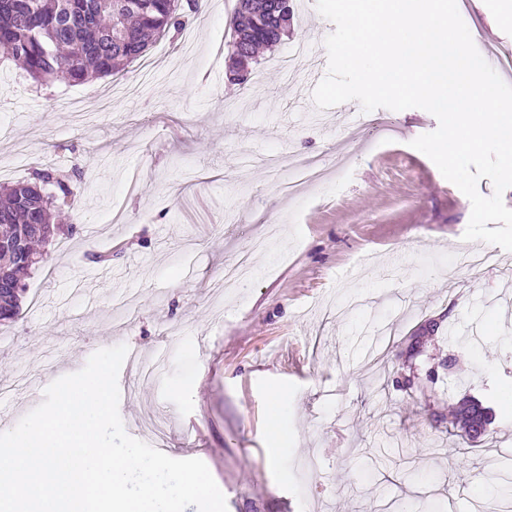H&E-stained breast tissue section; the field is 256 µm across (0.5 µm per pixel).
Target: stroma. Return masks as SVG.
Wrapping results in <instances>:
<instances>
[{
	"mask_svg": "<svg viewBox=\"0 0 512 512\" xmlns=\"http://www.w3.org/2000/svg\"><path fill=\"white\" fill-rule=\"evenodd\" d=\"M290 2L287 35L242 84L226 76L225 0L152 44L162 66L147 79L133 62L37 88L0 61V183L80 171L77 232L54 238L0 326V409L22 418L124 344L156 367L144 384L121 368L126 432L153 443L146 424L165 418L166 455L202 460L227 512H479L489 476L512 479V252L476 278L461 265L471 203L411 146L431 113L315 106L304 75L327 74L335 26L315 0ZM457 7L481 55L512 53V23L489 28L504 0ZM118 79L140 93L100 111ZM300 157L326 174L291 196L280 184ZM267 224L280 234L250 277L225 282ZM106 251L109 266L91 261ZM452 328L466 345H449ZM466 396L493 414L483 442L453 421Z\"/></svg>",
	"mask_w": 512,
	"mask_h": 512,
	"instance_id": "1",
	"label": "stroma"
}]
</instances>
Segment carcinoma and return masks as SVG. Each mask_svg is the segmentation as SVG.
I'll list each match as a JSON object with an SVG mask.
<instances>
[{"label":"carcinoma","instance_id":"carcinoma-1","mask_svg":"<svg viewBox=\"0 0 512 512\" xmlns=\"http://www.w3.org/2000/svg\"><path fill=\"white\" fill-rule=\"evenodd\" d=\"M199 0H0V54L20 63L37 85L57 78L82 82L114 75L143 57L160 35L182 26ZM229 70H247L255 54L288 32L280 0H237L231 20ZM72 175L43 169L31 180L0 185V323L20 315L24 281L40 262L37 247L62 228L61 206ZM455 419L488 433L486 407L464 400Z\"/></svg>","mask_w":512,"mask_h":512}]
</instances>
